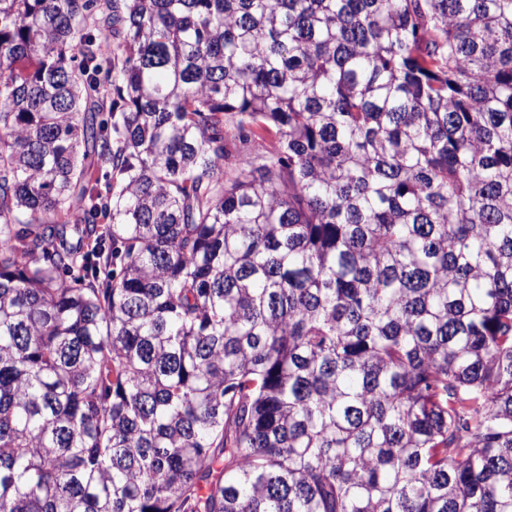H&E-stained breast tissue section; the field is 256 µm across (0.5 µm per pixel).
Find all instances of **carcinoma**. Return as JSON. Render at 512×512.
<instances>
[{
    "instance_id": "1",
    "label": "carcinoma",
    "mask_w": 512,
    "mask_h": 512,
    "mask_svg": "<svg viewBox=\"0 0 512 512\" xmlns=\"http://www.w3.org/2000/svg\"><path fill=\"white\" fill-rule=\"evenodd\" d=\"M0 512H512V0H0Z\"/></svg>"
}]
</instances>
